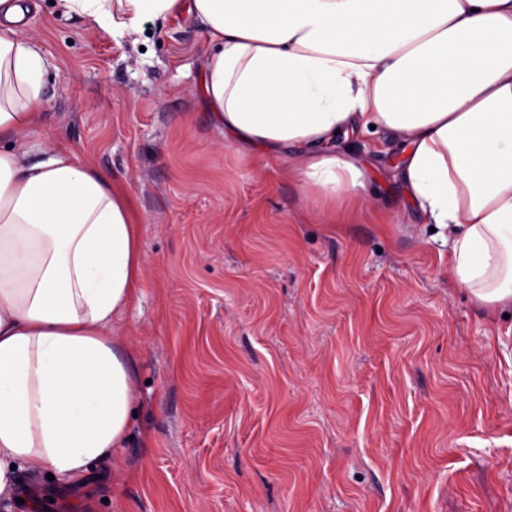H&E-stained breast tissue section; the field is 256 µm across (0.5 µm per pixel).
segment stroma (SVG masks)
Segmentation results:
<instances>
[{"instance_id": "1", "label": "stroma", "mask_w": 512, "mask_h": 512, "mask_svg": "<svg viewBox=\"0 0 512 512\" xmlns=\"http://www.w3.org/2000/svg\"><path fill=\"white\" fill-rule=\"evenodd\" d=\"M34 139L130 194L143 280L114 328L133 437L110 468L0 512H512V318L448 285V249L379 130L340 143L374 201L320 222L286 166L208 119L192 18L115 38L36 0Z\"/></svg>"}]
</instances>
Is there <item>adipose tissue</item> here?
Segmentation results:
<instances>
[{"label":"adipose tissue","instance_id":"1","mask_svg":"<svg viewBox=\"0 0 512 512\" xmlns=\"http://www.w3.org/2000/svg\"><path fill=\"white\" fill-rule=\"evenodd\" d=\"M112 36L189 13L208 49L212 124L290 171L326 204L371 199L338 136L378 127L448 246L451 284L512 312V0H56ZM0 0V499L21 475L121 471L136 387L116 317L143 276L126 191L71 150L34 144L47 61Z\"/></svg>","mask_w":512,"mask_h":512}]
</instances>
